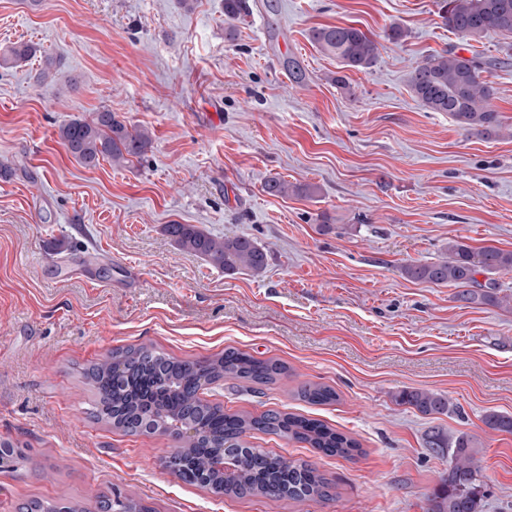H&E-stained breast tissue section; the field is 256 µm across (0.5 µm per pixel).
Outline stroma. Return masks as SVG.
<instances>
[{"instance_id":"35a3bbf8","label":"stroma","mask_w":512,"mask_h":512,"mask_svg":"<svg viewBox=\"0 0 512 512\" xmlns=\"http://www.w3.org/2000/svg\"><path fill=\"white\" fill-rule=\"evenodd\" d=\"M248 4L229 24L224 0H0V52L37 49L0 64V438L25 454L0 471V512L34 499L100 512L116 493L147 512H427L450 460L425 445L436 427L474 437L480 512H512V434L484 423L512 414V271L497 276L501 307L402 273L453 240L512 250V37L463 38L442 0ZM346 25L377 43L373 66H345L309 37ZM394 25L403 40L389 38ZM451 47L495 61L499 134L467 133L413 98V67ZM105 108L149 131L144 155L87 166L66 151L60 126ZM271 177L316 192L275 197ZM169 224L250 237L268 265L224 274L181 250ZM140 344L187 361L234 348L285 363L275 382L227 378L204 398L355 439L359 453L342 458L244 438L315 463L331 497L217 496L164 468L173 438L96 421L83 368ZM308 383L337 401L300 400ZM404 389L454 409L422 415L396 402Z\"/></svg>"}]
</instances>
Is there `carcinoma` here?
I'll return each instance as SVG.
<instances>
[{
    "mask_svg": "<svg viewBox=\"0 0 512 512\" xmlns=\"http://www.w3.org/2000/svg\"><path fill=\"white\" fill-rule=\"evenodd\" d=\"M249 12L247 0H224V15L232 21ZM442 19L448 28L475 39L493 30L512 36V0H443ZM312 42L336 56L346 66L364 69L378 57L375 41L353 26H328L311 30ZM493 64L477 55L465 57L444 50L421 61L411 72L408 86L416 101L430 112H446L468 133L489 136L503 126L502 115L491 99L494 88L484 77ZM66 150L81 163L92 166L103 158L123 163L141 155L150 143L144 129L132 128L110 109L87 120L74 118L59 128ZM265 191L312 196L311 185H291L273 177ZM165 231L181 249L202 256L227 275L242 270L263 272L265 250L246 237H214L192 224H168ZM512 270V251L495 246L474 249L461 242L448 243V258L431 263L408 264L403 274L415 281L458 288L459 300L498 306V283L491 275ZM487 276L486 282L477 276ZM276 360H259L236 349L213 359L188 362L172 358L152 346L117 348L106 359L88 368L84 377L96 391L92 414L126 435H169L180 441L181 451L170 455L166 467L187 484L216 495L262 496L269 499L307 500L328 496L330 481L307 461L289 460L258 448H248L243 437L258 431L309 445L324 456L351 457L358 443L320 420L268 410L258 416L226 413L199 399L200 391L226 377L266 384L285 374ZM298 398L308 404H329L336 391L323 384H306ZM395 400L423 415L448 412V398L427 390H402ZM485 425L496 432L512 433V415L491 413ZM429 448H450L448 475L429 498L428 512H477L479 453L474 439L460 434L448 438L439 428L426 439ZM224 453L232 464L228 476L206 467L207 459ZM129 499H109L104 512H137ZM25 512H78L65 503L32 502Z\"/></svg>",
    "mask_w": 512,
    "mask_h": 512,
    "instance_id": "1",
    "label": "carcinoma"
}]
</instances>
